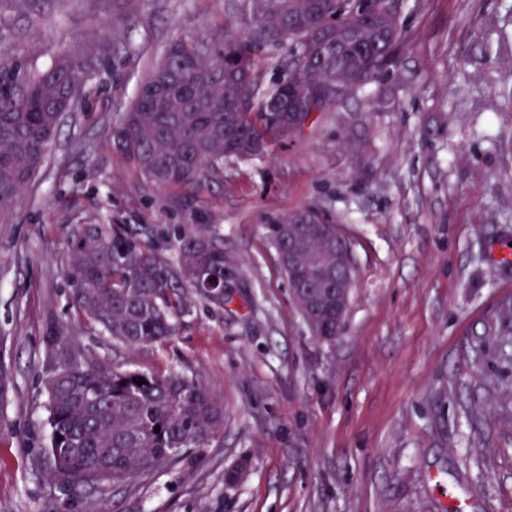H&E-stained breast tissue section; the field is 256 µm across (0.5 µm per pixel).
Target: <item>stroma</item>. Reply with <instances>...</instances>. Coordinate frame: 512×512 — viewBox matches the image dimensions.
I'll return each instance as SVG.
<instances>
[{
  "mask_svg": "<svg viewBox=\"0 0 512 512\" xmlns=\"http://www.w3.org/2000/svg\"><path fill=\"white\" fill-rule=\"evenodd\" d=\"M245 0H0V50L46 69L88 33L111 54L64 117L19 203L0 213V406L6 512H512V0H423L379 82L247 161L198 200L145 181L112 127L176 37L246 35ZM324 213L355 280L334 339L315 337L265 235ZM219 224L233 304H192L165 344L131 349L69 304L74 224ZM126 369L175 371L224 402V431L172 467L100 494L51 476L44 338ZM251 468L235 487L225 470Z\"/></svg>",
  "mask_w": 512,
  "mask_h": 512,
  "instance_id": "obj_1",
  "label": "stroma"
}]
</instances>
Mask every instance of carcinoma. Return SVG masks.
<instances>
[{"mask_svg": "<svg viewBox=\"0 0 512 512\" xmlns=\"http://www.w3.org/2000/svg\"><path fill=\"white\" fill-rule=\"evenodd\" d=\"M348 0H249L252 28L222 43L177 38L140 86L135 102L112 128L115 148L148 182L197 199L224 158L247 160L272 141L302 133L316 112L379 81L400 50L407 0H373L374 8L349 17ZM322 7L316 25L336 44L321 56L309 30L308 7ZM288 26L278 44L292 53L282 74L263 84L260 55L275 46L268 30ZM78 58L60 53L54 65L18 80L0 97V210L17 201L34 180L55 139L62 109L73 112L80 96L70 88ZM297 271L288 269V234L300 231L289 214L267 226V238L286 276L317 283L322 256L336 267L338 225L319 212ZM174 239L166 256L159 241ZM66 278L71 304L85 321L129 347L163 344L177 335L191 312L193 295L219 308L233 302L222 292L236 277L224 258L217 224L133 227L97 223L71 227ZM314 335L336 336V312L323 311ZM71 345L68 332L46 336L44 385L53 478L64 486L102 493L181 458L189 448H209L224 428V403L200 384L176 373L122 369L99 360L82 367L57 361ZM143 378L139 386L133 378ZM160 427L154 432V427Z\"/></svg>", "mask_w": 512, "mask_h": 512, "instance_id": "obj_1", "label": "carcinoma"}]
</instances>
